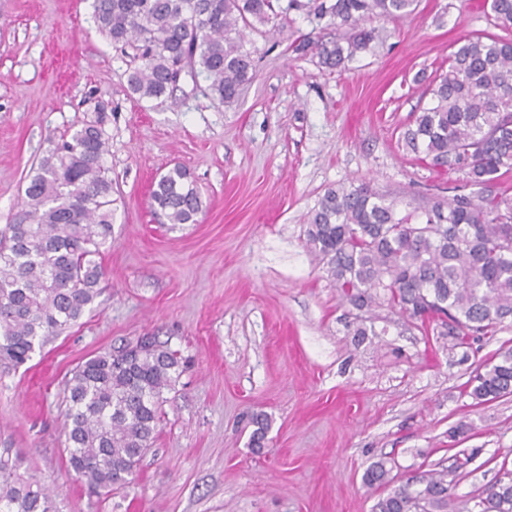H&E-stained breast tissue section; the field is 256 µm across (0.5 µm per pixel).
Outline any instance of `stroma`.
Returning a JSON list of instances; mask_svg holds the SVG:
<instances>
[{"label":"stroma","mask_w":512,"mask_h":512,"mask_svg":"<svg viewBox=\"0 0 512 512\" xmlns=\"http://www.w3.org/2000/svg\"><path fill=\"white\" fill-rule=\"evenodd\" d=\"M91 3L0 0V235L50 141L100 102L113 200L92 310L26 364L0 363V450L53 489L58 512H372L387 489L363 475L381 459L399 485L478 449L454 487L465 498L512 472V395L478 405L468 388L512 346V322L457 346L388 304L355 309L305 244L310 212L338 184L403 204L464 184L406 155L397 136L461 31H493L489 6L419 0L405 18L375 20L376 55L342 73L290 48L341 30L290 12L279 28L245 30L254 78L222 104L200 75L138 99L131 59L97 31ZM177 164L203 200L194 224L168 223L151 204L154 181ZM145 334L187 368L135 483L96 495L66 471L65 381L91 354ZM260 410L272 423L259 449L245 415Z\"/></svg>","instance_id":"obj_1"}]
</instances>
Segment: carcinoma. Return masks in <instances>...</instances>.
Returning <instances> with one entry per match:
<instances>
[{
  "mask_svg": "<svg viewBox=\"0 0 512 512\" xmlns=\"http://www.w3.org/2000/svg\"><path fill=\"white\" fill-rule=\"evenodd\" d=\"M418 0H93L96 29L141 61L128 76L131 92L159 100L174 90L181 65L205 76L212 97L233 101L254 76L243 30L304 10L345 27L343 40L305 35L294 51L318 56L339 72L375 53V17L399 20ZM502 35L468 33L457 40L448 71L435 77L430 101L398 136L417 159L461 172L466 183L423 207L397 201L367 184L325 192L308 219L306 247L355 308L387 302L442 336L488 335L512 320V197L496 190L512 170V0H491ZM105 108L51 144L34 168L0 245V360L20 366L51 336L92 309L103 269L98 258L112 238V179L106 166ZM171 224H193L202 210L187 171L175 166L151 193ZM184 371L178 352L151 335L96 352L66 381L67 470L92 490L127 483L150 449L164 391ZM479 404L512 395V347L499 349L473 377ZM250 443L259 445L270 417L254 413ZM22 460L0 454V512H56L50 491L19 473ZM457 468L415 476L373 506V512H512V476L485 486L475 504L452 489ZM379 460L365 480L386 484Z\"/></svg>",
  "mask_w": 512,
  "mask_h": 512,
  "instance_id": "carcinoma-1",
  "label": "carcinoma"
}]
</instances>
